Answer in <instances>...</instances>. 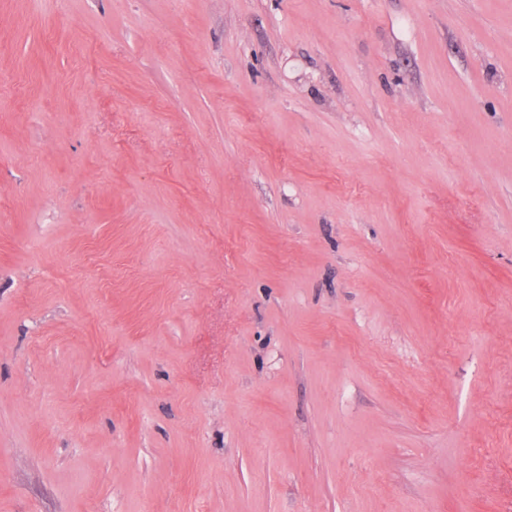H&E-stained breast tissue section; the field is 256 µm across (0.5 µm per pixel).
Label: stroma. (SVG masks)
Wrapping results in <instances>:
<instances>
[{
    "label": "stroma",
    "instance_id": "stroma-1",
    "mask_svg": "<svg viewBox=\"0 0 512 512\" xmlns=\"http://www.w3.org/2000/svg\"><path fill=\"white\" fill-rule=\"evenodd\" d=\"M0 512H512V0H0Z\"/></svg>",
    "mask_w": 512,
    "mask_h": 512
}]
</instances>
